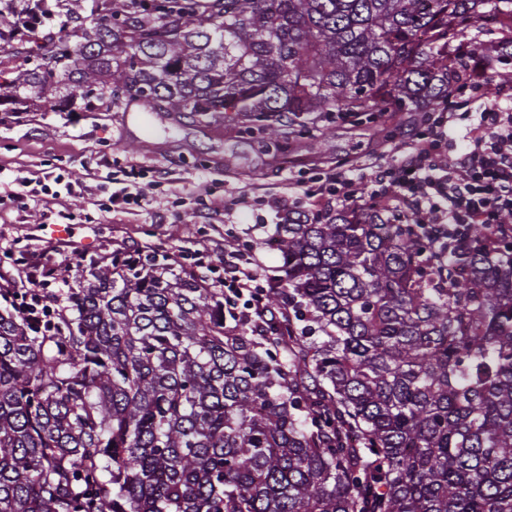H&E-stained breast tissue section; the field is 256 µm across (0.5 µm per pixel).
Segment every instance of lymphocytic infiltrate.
Instances as JSON below:
<instances>
[{
	"label": "lymphocytic infiltrate",
	"mask_w": 512,
	"mask_h": 512,
	"mask_svg": "<svg viewBox=\"0 0 512 512\" xmlns=\"http://www.w3.org/2000/svg\"><path fill=\"white\" fill-rule=\"evenodd\" d=\"M471 81L486 98L466 150L449 163L445 178L434 175V159L447 138L440 125L397 166L375 175L377 183L393 188L387 205L410 208L414 223L495 225L512 212V106L492 94L498 74L488 63L472 71ZM260 279L249 255L225 252V292L256 293Z\"/></svg>",
	"instance_id": "f902f5d3"
}]
</instances>
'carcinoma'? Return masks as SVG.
<instances>
[{"mask_svg":"<svg viewBox=\"0 0 512 512\" xmlns=\"http://www.w3.org/2000/svg\"><path fill=\"white\" fill-rule=\"evenodd\" d=\"M26 0L0 106L232 112L285 155L331 115L448 97L512 0ZM70 27L62 36L52 21ZM288 213L226 296L158 248L0 288V512H512V242Z\"/></svg>","mask_w":512,"mask_h":512,"instance_id":"1","label":"carcinoma"}]
</instances>
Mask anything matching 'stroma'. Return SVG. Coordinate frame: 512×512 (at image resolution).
<instances>
[{"label":"stroma","instance_id":"stroma-1","mask_svg":"<svg viewBox=\"0 0 512 512\" xmlns=\"http://www.w3.org/2000/svg\"><path fill=\"white\" fill-rule=\"evenodd\" d=\"M448 94L453 140L440 150L442 162L465 150L464 136L483 107L468 76ZM440 118L426 110L361 123L322 121L307 125L288 157L276 158L231 115L173 118L136 106L54 112L33 100L26 111L0 112V180L45 184L52 195L43 203L23 197L0 206V257L24 246L60 264L59 235L66 231L86 239L91 253L151 244L220 279L224 238L233 235L267 281L279 276L281 260L258 242L289 209L329 211L320 189L336 173L361 181L360 207H380L373 174L395 166ZM129 166L140 171L137 187L150 203L110 210L115 181Z\"/></svg>","mask_w":512,"mask_h":512}]
</instances>
